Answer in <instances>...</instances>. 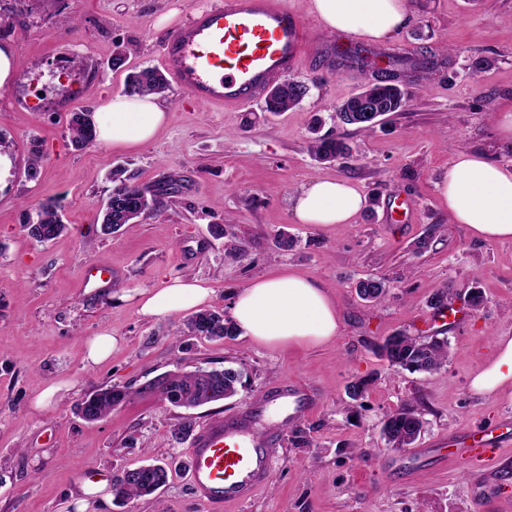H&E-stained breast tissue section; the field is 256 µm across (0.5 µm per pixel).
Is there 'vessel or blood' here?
<instances>
[{
	"label": "vessel or blood",
	"mask_w": 512,
	"mask_h": 512,
	"mask_svg": "<svg viewBox=\"0 0 512 512\" xmlns=\"http://www.w3.org/2000/svg\"><path fill=\"white\" fill-rule=\"evenodd\" d=\"M325 50L282 0H215L170 34L162 56L166 69L195 100L240 108L259 103L271 84L290 76L303 53ZM279 398L292 422L310 407L299 383L285 386ZM501 444V436L488 426L458 455L466 467H479ZM270 446V437L256 431L251 415L211 420L188 450L194 494L209 505L246 500L272 471Z\"/></svg>",
	"instance_id": "vessel-or-blood-1"
}]
</instances>
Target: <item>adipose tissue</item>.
I'll list each match as a JSON object with an SVG mask.
<instances>
[{"mask_svg": "<svg viewBox=\"0 0 512 512\" xmlns=\"http://www.w3.org/2000/svg\"><path fill=\"white\" fill-rule=\"evenodd\" d=\"M311 7L324 31L379 44L408 18L406 0H311ZM166 119L153 95L121 94L100 107L95 134L115 147L143 145ZM437 188L452 223L468 225L480 239H512L511 167L460 151ZM364 205L362 193L341 178L313 180L288 199V209L300 224H348ZM210 297L203 281L181 277L136 295L140 313L151 319L199 310ZM231 318L243 336L260 346H318L339 331L332 297L315 280L298 274L252 280L236 294ZM470 386L479 395L512 386V336L498 337L494 357L472 377Z\"/></svg>", "mask_w": 512, "mask_h": 512, "instance_id": "ef3b65f1", "label": "adipose tissue"}]
</instances>
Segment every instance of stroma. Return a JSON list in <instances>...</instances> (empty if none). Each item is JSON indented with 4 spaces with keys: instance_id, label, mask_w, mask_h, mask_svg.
Listing matches in <instances>:
<instances>
[{
    "instance_id": "35a3bbf8",
    "label": "stroma",
    "mask_w": 512,
    "mask_h": 512,
    "mask_svg": "<svg viewBox=\"0 0 512 512\" xmlns=\"http://www.w3.org/2000/svg\"><path fill=\"white\" fill-rule=\"evenodd\" d=\"M212 0H0V48L12 74L0 87V142L13 159L0 190V512H77L84 476L140 463L167 467L165 486L133 501L104 492L90 512H512V388L480 396L473 375L512 336V240L475 238L451 223L437 184L457 151L512 167L499 110L512 106V0H408L406 25L386 51L434 55L438 75L408 82L409 102L373 130L344 124L338 108L368 81L367 73L329 74L325 57H302L293 74L308 96L280 115L263 104H202L175 82L157 100L167 121L147 144L79 148L68 120L97 111L122 93L129 71L161 68L162 46L190 10ZM132 52L113 70L117 45ZM481 70H472L475 59ZM31 102L40 111L28 110ZM343 138L351 151L317 161L311 142ZM43 163L27 175L31 145ZM124 165L148 189L168 185L160 222L145 220L112 236L100 231L112 191L109 171ZM345 178L364 195L349 224L297 223L288 197L317 178ZM411 200L408 219L388 217L394 196ZM53 200L64 232L40 243L22 229L28 213ZM229 227L244 254L225 255ZM288 233L293 248L278 247ZM106 266L111 280L86 285L87 268ZM295 273L332 295L340 331L325 344L265 347L236 335L223 340L176 337L182 316H142L127 292L161 287L170 277L202 280L210 306L230 310L236 292L257 277ZM389 284L370 303L355 286L366 277ZM447 292L459 322L439 320L430 300ZM481 303L472 306L473 292ZM404 330L448 339V362L433 374L389 366L375 345ZM120 343L100 364L85 360L100 333ZM230 365L242 373L236 396L198 408L140 395L108 418L86 423L77 405L103 387L138 388L165 372ZM372 379L352 401L348 384ZM55 381L72 382L43 406L35 399ZM299 382L313 406L299 423L312 442L296 448L274 435L268 482L246 501L220 510L195 498L186 471L189 441L172 432L183 417L195 428L210 419L267 405L259 429L282 417L271 400ZM420 413V448L499 423L507 435L482 472L467 473L455 456L413 458L387 447L385 416L404 404Z\"/></svg>"
}]
</instances>
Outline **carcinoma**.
I'll return each instance as SVG.
<instances>
[{
    "mask_svg": "<svg viewBox=\"0 0 512 512\" xmlns=\"http://www.w3.org/2000/svg\"><path fill=\"white\" fill-rule=\"evenodd\" d=\"M334 58L332 67L367 68L374 81L366 88L375 96L378 104L386 112H399L408 103V93L400 85L399 75L410 71L417 76L432 73L442 68L438 59L423 55L403 59L389 53H372L366 48L349 47L341 50L332 48ZM165 76L155 68H144L128 74L124 84V93L157 94L164 89ZM268 111L275 114L286 112L299 105L298 93L293 82L284 84L274 97L266 101ZM341 120L350 125L370 131L377 120L364 112L360 114H341ZM68 127L72 141L79 146L93 144L95 135L93 121L85 112L72 113ZM315 158L319 160L344 158L349 154L347 144L336 137L319 138L310 146ZM112 191L110 199L114 206L133 208L139 215L156 216L159 212V193H151L136 183L124 169L115 168L110 172ZM60 206L56 202L39 205L36 216L30 217L22 225L27 235L34 240L46 243L59 236L66 228L59 214ZM116 209L105 208L102 215L101 231L105 235L120 233L130 223L126 219H115ZM356 291L361 299L370 302L380 301L387 292L385 281L376 278H364L357 282ZM237 328L233 321L224 315V311L205 310L193 313L183 321V326L175 330L177 336H200L209 340L234 336ZM377 350L389 365L432 374L440 370L448 361V340L436 336H412L405 331L385 337L377 345ZM241 374L239 370L228 366L224 368L200 367L190 373H163L145 382L138 393H150L159 400L176 407H199L231 398L238 393ZM132 396V393L115 388L101 387L86 395L78 404V413L89 422L102 420ZM422 423L418 413L411 407H402L386 416L382 426V435L387 447L401 449L415 442ZM168 479L167 467L161 464H145L135 475L128 477L118 474L112 483V492L119 499H134L155 493Z\"/></svg>",
    "mask_w": 512,
    "mask_h": 512,
    "instance_id": "obj_1",
    "label": "carcinoma"
}]
</instances>
